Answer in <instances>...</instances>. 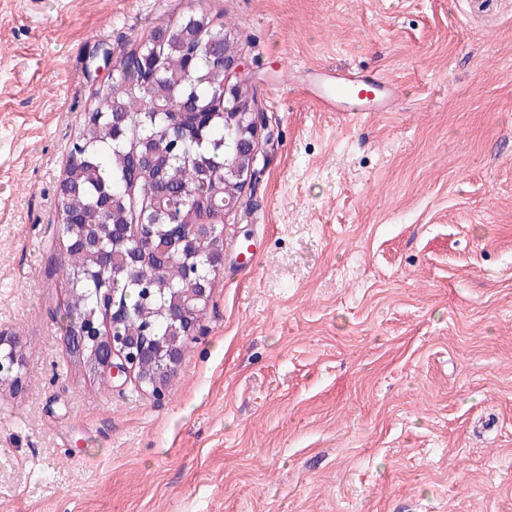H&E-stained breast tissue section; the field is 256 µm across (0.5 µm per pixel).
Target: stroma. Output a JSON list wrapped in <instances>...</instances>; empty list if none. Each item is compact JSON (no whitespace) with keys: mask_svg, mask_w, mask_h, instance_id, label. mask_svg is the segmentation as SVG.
Returning <instances> with one entry per match:
<instances>
[{"mask_svg":"<svg viewBox=\"0 0 512 512\" xmlns=\"http://www.w3.org/2000/svg\"><path fill=\"white\" fill-rule=\"evenodd\" d=\"M195 8L264 127L158 400L69 355L57 189L98 50ZM0 331V512H512V0H0ZM315 86L319 104L323 109L346 112L345 121H354L360 112H389L398 87L384 77H371L361 72L320 70L316 73ZM3 361H7L10 368L16 367L20 371L23 366V354L15 337L4 336L0 333L1 366H3Z\"/></svg>","mask_w":512,"mask_h":512,"instance_id":"stroma-1","label":"stroma"}]
</instances>
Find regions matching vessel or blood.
I'll list each match as a JSON object with an SVG mask.
<instances>
[{"mask_svg":"<svg viewBox=\"0 0 512 512\" xmlns=\"http://www.w3.org/2000/svg\"><path fill=\"white\" fill-rule=\"evenodd\" d=\"M315 86L321 107L336 108L350 122L363 112L390 111L399 94L398 87L385 78L355 71H318Z\"/></svg>","mask_w":512,"mask_h":512,"instance_id":"vessel-or-blood-1","label":"vessel or blood"}]
</instances>
